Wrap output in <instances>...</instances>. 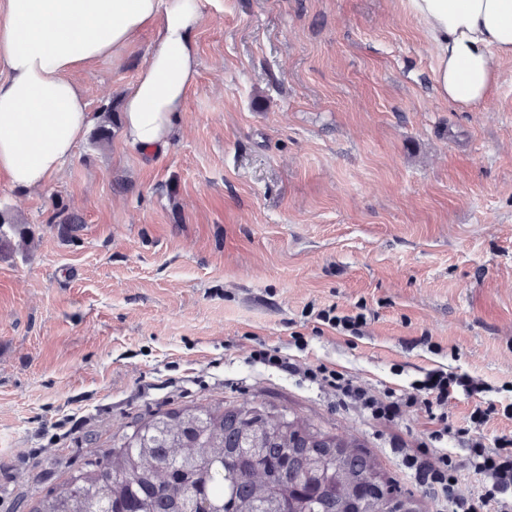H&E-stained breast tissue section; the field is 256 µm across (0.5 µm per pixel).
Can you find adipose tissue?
Listing matches in <instances>:
<instances>
[{
	"instance_id": "1",
	"label": "adipose tissue",
	"mask_w": 512,
	"mask_h": 512,
	"mask_svg": "<svg viewBox=\"0 0 512 512\" xmlns=\"http://www.w3.org/2000/svg\"><path fill=\"white\" fill-rule=\"evenodd\" d=\"M408 3L426 25L439 96L464 108L489 99L493 53L512 54V0ZM203 21V0H0V176L47 188L92 123L76 73L120 58L148 30L149 57L122 98L123 136L167 148L195 83Z\"/></svg>"
}]
</instances>
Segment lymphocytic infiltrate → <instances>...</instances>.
I'll use <instances>...</instances> for the list:
<instances>
[{
  "label": "lymphocytic infiltrate",
  "instance_id": "obj_1",
  "mask_svg": "<svg viewBox=\"0 0 512 512\" xmlns=\"http://www.w3.org/2000/svg\"><path fill=\"white\" fill-rule=\"evenodd\" d=\"M254 362L289 374H300L319 389L335 395L339 406L353 409L377 420L395 422L413 411L424 412L430 425L427 442L409 447L402 439H394L393 451L417 483L440 496L448 512H512V436H501L494 445H487L480 433L489 414L474 409L470 426L454 430L448 421V399L462 391L476 396L485 392V385L465 374L441 370L426 374L411 390L389 389L375 393L354 376L324 365L298 368L281 351L259 347L252 354ZM461 437L466 450L464 464L482 478L477 493L462 496L457 491L461 463L441 449L440 444L451 436Z\"/></svg>",
  "mask_w": 512,
  "mask_h": 512
}]
</instances>
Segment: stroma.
Masks as SVG:
<instances>
[{"label":"stroma","mask_w":512,"mask_h":512,"mask_svg":"<svg viewBox=\"0 0 512 512\" xmlns=\"http://www.w3.org/2000/svg\"><path fill=\"white\" fill-rule=\"evenodd\" d=\"M151 40L76 76L92 114L113 105L110 139L89 132L44 191L0 180L27 231L0 253V512H32L134 421L193 405L286 411L444 512L390 449L425 441L423 413L370 419L250 354L377 392L466 374L499 409L486 442L512 435V56L463 109L437 96L406 0H205L195 86L152 154L125 144L119 110ZM329 305L363 312L364 335L309 313Z\"/></svg>","instance_id":"35a3bbf8"}]
</instances>
